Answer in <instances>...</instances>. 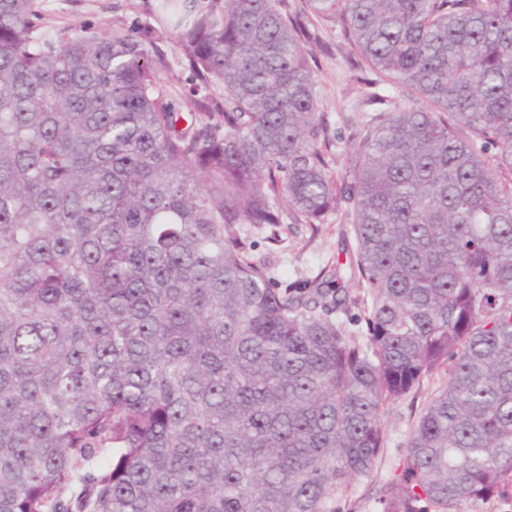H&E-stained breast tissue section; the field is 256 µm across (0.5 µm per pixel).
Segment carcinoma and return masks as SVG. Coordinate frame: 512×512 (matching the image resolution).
<instances>
[{
  "label": "carcinoma",
  "instance_id": "cac0c4a2",
  "mask_svg": "<svg viewBox=\"0 0 512 512\" xmlns=\"http://www.w3.org/2000/svg\"><path fill=\"white\" fill-rule=\"evenodd\" d=\"M162 2L187 114L154 30L0 0V512H334L443 368L381 512L511 489L512 0H305L399 97L341 175L280 0ZM285 207L350 216L364 339L340 268L280 288L230 233ZM346 272L345 280L340 285L348 292V303L350 306L348 315L362 318L361 322H347L346 326L353 334H359V330L364 326L363 318L371 304V296L368 288H365L357 278H349L348 270Z\"/></svg>",
  "mask_w": 512,
  "mask_h": 512
}]
</instances>
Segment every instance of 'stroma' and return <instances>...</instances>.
<instances>
[{"mask_svg": "<svg viewBox=\"0 0 512 512\" xmlns=\"http://www.w3.org/2000/svg\"><path fill=\"white\" fill-rule=\"evenodd\" d=\"M34 6L40 30L54 35L78 25L100 34L117 21L151 27L160 33L159 45L167 56L168 68L161 74L167 96L177 110H192L191 73L167 35L169 24L158 0H34ZM311 31L316 38L309 45V63L335 139L333 170L339 173L347 165L349 144L357 130L382 112V100L393 99L395 92L376 82L339 28L318 22ZM374 94L379 97L375 103L370 100ZM233 231L246 242L250 258L266 266L272 278L284 285L314 279L336 264L347 263L356 248L353 226L342 210L321 224L288 217L278 226L237 224ZM447 381L446 371H437L423 377L404 397L384 403L380 412L383 446L373 470L337 493L332 502L337 512H377L386 486L398 481L405 466L407 442L418 417Z\"/></svg>", "mask_w": 512, "mask_h": 512, "instance_id": "1", "label": "stroma"}]
</instances>
